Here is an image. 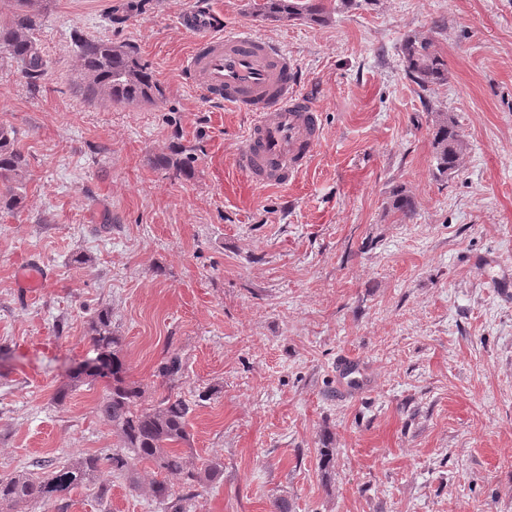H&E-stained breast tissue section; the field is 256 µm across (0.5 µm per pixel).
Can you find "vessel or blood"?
<instances>
[{
  "instance_id": "vessel-or-blood-1",
  "label": "vessel or blood",
  "mask_w": 512,
  "mask_h": 512,
  "mask_svg": "<svg viewBox=\"0 0 512 512\" xmlns=\"http://www.w3.org/2000/svg\"><path fill=\"white\" fill-rule=\"evenodd\" d=\"M180 22L193 36L181 71L184 83L212 104L250 116L244 144L224 168L225 191L242 180L254 188L295 183L322 142L319 114L297 92L295 59L284 45L250 28L226 30L210 0H194ZM48 276L32 260L20 268L17 286L26 296Z\"/></svg>"
}]
</instances>
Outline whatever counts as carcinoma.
I'll list each match as a JSON object with an SVG mask.
<instances>
[{
    "mask_svg": "<svg viewBox=\"0 0 512 512\" xmlns=\"http://www.w3.org/2000/svg\"><path fill=\"white\" fill-rule=\"evenodd\" d=\"M354 6H359V0H254L253 14L268 23L306 19L325 24L336 11ZM39 19L33 0H13L10 15L0 16V45L9 47L7 57L17 64L20 75L33 88L47 70V60L35 38ZM78 50L89 98L101 97L115 105L132 106L154 104L162 97L153 70L141 62L133 47H113L109 41L83 39ZM402 53L406 76L420 90L448 82V63L434 49L432 39L410 35L404 41ZM432 129L435 169L440 176H450L459 170L464 141L452 117L445 112L435 114ZM154 163L180 177L191 172L189 159L178 149L158 156ZM27 169V157L19 149L14 132L0 124V211L12 212L20 206L19 189ZM391 207L406 219L415 213L416 202L413 196L397 190L392 194ZM92 332L97 357L70 375V383L56 391L55 400L64 401L69 388L86 378L106 380L97 409L112 426L120 448L105 456H78L40 475L21 472L1 477L0 504L26 503L44 508L83 482L94 485L98 498L107 499L112 489L108 476L124 475L130 487L138 490V466L151 463L158 470L181 478V484L177 487L165 479L154 480L148 485V495L162 512H187V504L196 497L197 488L224 478V464L210 460L194 466L186 459L179 445L188 441L189 404L170 393L154 403L145 402L144 388L126 377L122 339L112 331L107 310L97 313ZM182 368L181 358L172 353L158 373L165 383L171 384L179 378Z\"/></svg>",
    "mask_w": 512,
    "mask_h": 512,
    "instance_id": "carcinoma-1",
    "label": "carcinoma"
}]
</instances>
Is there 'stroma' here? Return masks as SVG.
<instances>
[{
    "mask_svg": "<svg viewBox=\"0 0 512 512\" xmlns=\"http://www.w3.org/2000/svg\"><path fill=\"white\" fill-rule=\"evenodd\" d=\"M191 0H39V90L0 56V124L29 160L23 203L0 211V477L39 461L108 454L103 382L53 395L97 352L108 308L130 380L148 401L178 353L191 407L181 449L224 464L191 512H512V0H362L332 21L275 25L252 0H212L227 27L284 44L299 92L322 114L309 168L286 188L224 194L244 115L188 88L178 23ZM444 20L435 30L436 20ZM431 38L447 84L406 76L405 38ZM131 44L158 104L88 98L79 38ZM466 150L434 169L432 118ZM186 148L191 178L152 163ZM404 187L415 214L389 208ZM50 272L22 297L25 259ZM361 366L336 392L334 363ZM334 466L322 472L321 449ZM111 476L108 501L81 485L63 512H160Z\"/></svg>",
    "mask_w": 512,
    "mask_h": 512,
    "instance_id": "stroma-1",
    "label": "stroma"
}]
</instances>
